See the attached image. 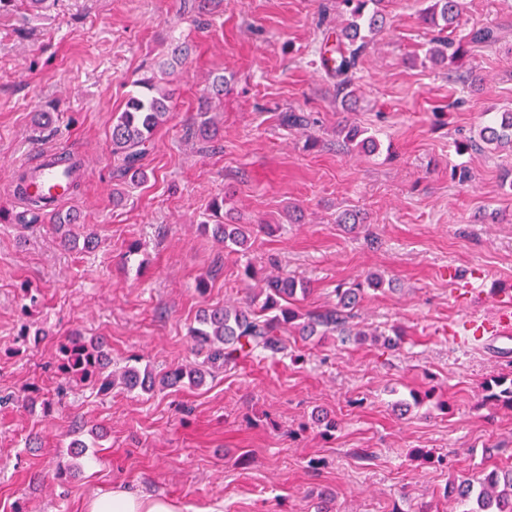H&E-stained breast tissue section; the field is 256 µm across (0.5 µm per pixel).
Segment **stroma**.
Returning a JSON list of instances; mask_svg holds the SVG:
<instances>
[{
    "label": "stroma",
    "instance_id": "stroma-1",
    "mask_svg": "<svg viewBox=\"0 0 512 512\" xmlns=\"http://www.w3.org/2000/svg\"><path fill=\"white\" fill-rule=\"evenodd\" d=\"M335 4L17 0L0 12V210L24 209L10 191L22 162L61 149L82 170L59 212L99 242L66 249L52 224L0 223V396L16 397L0 405V512H81L86 497L117 486L192 512H316L323 491L334 512H456L449 478L512 467V411L478 405L483 382L512 371V337L469 348L452 339L468 317L512 304V149L455 150L512 110V0H462L468 24L493 26L499 39L444 67L426 57L425 0H387L351 97L315 53L345 22ZM145 74L171 89L172 114L142 160L146 183L116 204L112 122ZM284 112L308 122L283 126ZM204 115L214 122L206 137ZM345 124L367 129L379 150H342ZM461 164L465 183L451 177ZM216 199L242 222L281 229L259 234L247 255L225 251L201 228ZM345 210L357 226L337 223ZM248 263L259 277L245 282ZM280 264L309 285L305 310L382 275L356 320L402 327L404 343L292 336L299 362H245L200 386L104 396L84 385L48 407L20 400L33 380L55 393L56 349L75 333L107 338L116 369L159 376L196 363L190 326L204 310L243 303ZM28 282L41 290L29 315ZM29 321L41 331L32 347L18 339ZM431 387L447 411H395ZM320 409L336 418L328 440L312 422ZM76 420L85 448L55 477ZM418 449L444 464L422 463Z\"/></svg>",
    "mask_w": 512,
    "mask_h": 512
}]
</instances>
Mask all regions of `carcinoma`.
<instances>
[{
    "instance_id": "obj_1",
    "label": "carcinoma",
    "mask_w": 512,
    "mask_h": 512,
    "mask_svg": "<svg viewBox=\"0 0 512 512\" xmlns=\"http://www.w3.org/2000/svg\"><path fill=\"white\" fill-rule=\"evenodd\" d=\"M383 0H336V10L346 16L345 25L328 32L322 39L318 57L327 74L336 79L337 92L349 94L356 80L361 60L370 37L376 35L383 24ZM423 21L437 29L428 60L439 65L453 63L466 53V46L490 43L496 32L490 27L465 28L462 23L461 0H432L422 11ZM139 91L131 96L126 109L112 124V154L120 161V179L129 184L145 182L147 176L141 167L145 146L150 143L157 128L167 121L172 93L154 95V76L144 75L137 80ZM339 135L345 149L370 154L377 151L379 142L356 126L340 127ZM480 138L486 145L500 147L512 145V113L509 121L498 127L487 126ZM30 171L20 170L15 178V191L26 202L25 210L15 217L18 224H39L46 216L48 206L40 199L27 195L25 185ZM60 243L72 247L76 238L71 234V222L56 214L52 217ZM267 234L274 231L268 223L241 224L221 221L204 230L224 243L232 253L245 254L251 247L254 230ZM384 284L376 273L367 275L364 282L336 290L335 305L301 313L293 308L297 294L307 295L309 288L288 270L263 279V286L241 306L216 307L203 313L197 325L190 327L203 360L194 366L176 367L161 377L126 365L119 375L109 371L112 359L106 341L100 336L89 339L73 334L58 344L54 373L60 380L57 395H65V385L91 384L106 394L119 383L129 391L137 389L149 393L156 386L174 387L184 381L199 385L205 375L215 368L236 365L248 358H275L288 354L286 336L293 330L301 336H364L366 332L354 322V308L368 289L377 290ZM435 389L414 392L410 399H399L394 407L398 411L420 407L434 398ZM487 405L512 410V371L502 372L486 379L478 406ZM446 496L456 502L461 512H512V468L477 471L458 475L450 480Z\"/></svg>"
}]
</instances>
